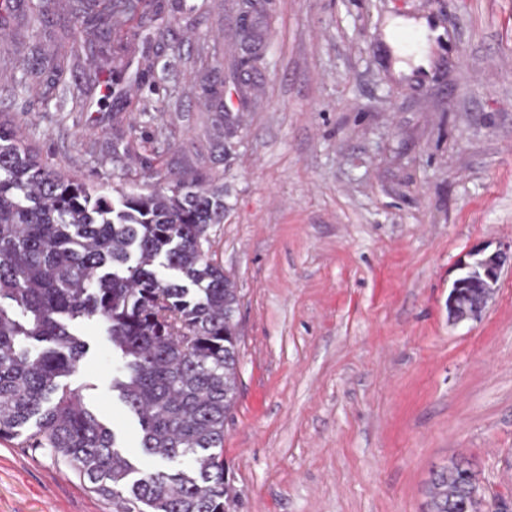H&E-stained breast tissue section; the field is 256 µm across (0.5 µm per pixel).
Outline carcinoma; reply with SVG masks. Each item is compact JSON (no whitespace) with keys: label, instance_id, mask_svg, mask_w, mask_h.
I'll list each match as a JSON object with an SVG mask.
<instances>
[{"label":"carcinoma","instance_id":"cac0c4a2","mask_svg":"<svg viewBox=\"0 0 512 512\" xmlns=\"http://www.w3.org/2000/svg\"><path fill=\"white\" fill-rule=\"evenodd\" d=\"M107 32L135 11L101 0ZM224 185L199 177L112 199L40 159L0 123V441L60 455L115 512H238L224 463V419L238 389V288L205 250L224 223ZM78 320L98 322L121 354L113 387L138 419L149 456L191 460L188 473L133 466L75 389L85 346ZM470 463L432 480L430 512H452ZM146 509H141V506Z\"/></svg>","mask_w":512,"mask_h":512}]
</instances>
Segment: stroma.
Returning a JSON list of instances; mask_svg holds the SVG:
<instances>
[{"label": "stroma", "mask_w": 512, "mask_h": 512, "mask_svg": "<svg viewBox=\"0 0 512 512\" xmlns=\"http://www.w3.org/2000/svg\"><path fill=\"white\" fill-rule=\"evenodd\" d=\"M104 39L77 0L0 10V121L40 158L146 191L224 187L209 253L236 284L238 393L224 461L239 512H429L434 470L469 460L512 512V263L480 319H448L455 266L512 246V0H160ZM445 36L393 71L385 25ZM65 52L80 107L35 106L27 63ZM98 75L88 83V72ZM66 377L136 476L143 454L92 321ZM0 512H112L62 459L0 441Z\"/></svg>", "instance_id": "obj_1"}]
</instances>
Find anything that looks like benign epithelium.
<instances>
[{"instance_id":"1","label":"benign epithelium","mask_w":512,"mask_h":512,"mask_svg":"<svg viewBox=\"0 0 512 512\" xmlns=\"http://www.w3.org/2000/svg\"><path fill=\"white\" fill-rule=\"evenodd\" d=\"M509 259L507 251L496 249L487 251V246H478L471 249L467 258L462 259L456 266L457 276L455 286L451 288V296L448 298V317L455 323H461L474 319L480 315L495 292V285L504 263ZM479 267L482 276L478 278V290L475 294H465L461 288L465 287L463 274L467 270ZM471 481V497L461 504L463 512H481L485 502L478 493L480 484L477 476L473 475Z\"/></svg>"}]
</instances>
